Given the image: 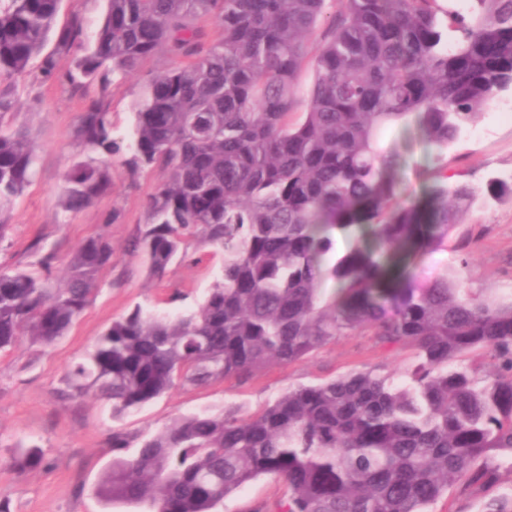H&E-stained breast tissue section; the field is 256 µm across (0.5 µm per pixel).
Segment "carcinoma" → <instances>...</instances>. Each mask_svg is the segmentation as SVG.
Returning a JSON list of instances; mask_svg holds the SVG:
<instances>
[{
	"label": "carcinoma",
	"mask_w": 512,
	"mask_h": 512,
	"mask_svg": "<svg viewBox=\"0 0 512 512\" xmlns=\"http://www.w3.org/2000/svg\"><path fill=\"white\" fill-rule=\"evenodd\" d=\"M62 2L0 0V242L36 161L27 132L3 119L17 111L15 78L39 56L34 81L98 88L73 131L62 212L109 194L117 164L156 173L129 255L160 279L202 248L224 254L197 307L161 316L134 306L70 371L68 398L111 404L113 456L98 495L141 512H218L269 477L287 494L257 512H429L453 485L496 484L494 459L512 466V298H470L411 269L446 247L478 194L440 178L423 198L396 203L394 159L380 140L412 121L447 167L448 148L512 88V0L467 9L453 0H106L95 29L73 8L55 33ZM158 54L170 64L122 133L112 91ZM362 225L404 263L362 247L333 256L331 231ZM112 254L95 234L60 278L52 250L38 274L0 264V350L66 336ZM327 277L338 285L328 298ZM348 332L411 348L401 382L359 371L290 387L246 415L206 409L140 437L121 427L176 387L245 381ZM475 351L494 372L463 363ZM42 462L32 445L10 468ZM481 512H512V492Z\"/></svg>",
	"instance_id": "cac0c4a2"
}]
</instances>
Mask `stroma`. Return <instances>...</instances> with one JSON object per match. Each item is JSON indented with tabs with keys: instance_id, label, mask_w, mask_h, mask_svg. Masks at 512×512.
<instances>
[{
	"instance_id": "35a3bbf8",
	"label": "stroma",
	"mask_w": 512,
	"mask_h": 512,
	"mask_svg": "<svg viewBox=\"0 0 512 512\" xmlns=\"http://www.w3.org/2000/svg\"><path fill=\"white\" fill-rule=\"evenodd\" d=\"M167 66L164 56L149 59L136 76L113 90L110 110L117 126L130 125L140 89ZM17 85L19 110L8 121L29 130L36 146L35 175L12 205V229L0 243V264H34L36 243L66 259L81 240L98 231L111 239L114 253L111 265L100 273L99 295L67 336L46 350L22 343L0 353V498L8 501L10 512H126L122 505L106 506L95 494L112 460L110 409L93 397L80 402L62 399L66 374L112 320L135 305L173 315L202 302L222 258L207 255L199 264L173 266L156 279L140 260L126 255L128 240L144 222L142 201L157 180L153 173L132 176L116 168L110 195L79 213L60 212L57 201L84 101L58 84H35L27 76L18 78ZM491 111L484 106L476 121L477 126H491L489 135L478 140L463 136L448 152L449 182L469 183L480 202L452 229L447 249L425 255L418 264L420 272L454 278L466 293L480 299L512 293V199L494 196L491 190L492 182L512 177V120H492ZM384 143L400 159L397 202L422 198L436 175V149L413 124L389 130ZM112 211L117 219L106 223ZM411 356L408 348L386 349L373 337L343 334L302 360L268 365L243 384L231 379L201 389L173 390L128 415L123 426L128 433L141 434L208 407L253 412L288 388L351 372L386 374ZM21 442L36 443L44 453L43 465L24 474L5 466ZM283 492L282 484L262 477L226 499L223 512H256Z\"/></svg>"
}]
</instances>
